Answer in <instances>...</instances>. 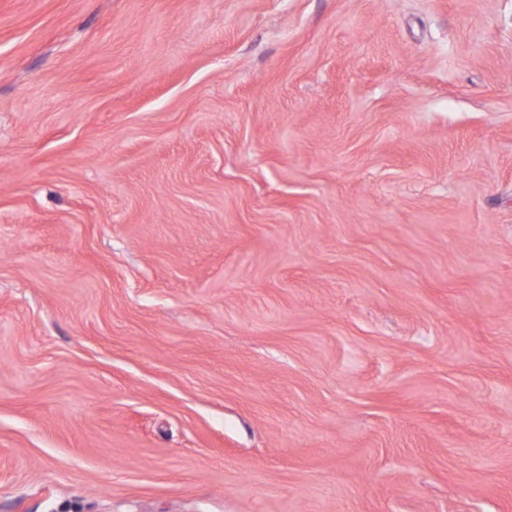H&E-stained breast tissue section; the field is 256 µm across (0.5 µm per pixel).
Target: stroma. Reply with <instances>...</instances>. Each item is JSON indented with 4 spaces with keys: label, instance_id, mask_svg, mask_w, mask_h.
Returning a JSON list of instances; mask_svg holds the SVG:
<instances>
[{
    "label": "stroma",
    "instance_id": "1",
    "mask_svg": "<svg viewBox=\"0 0 512 512\" xmlns=\"http://www.w3.org/2000/svg\"><path fill=\"white\" fill-rule=\"evenodd\" d=\"M0 512H512V0H0Z\"/></svg>",
    "mask_w": 512,
    "mask_h": 512
}]
</instances>
